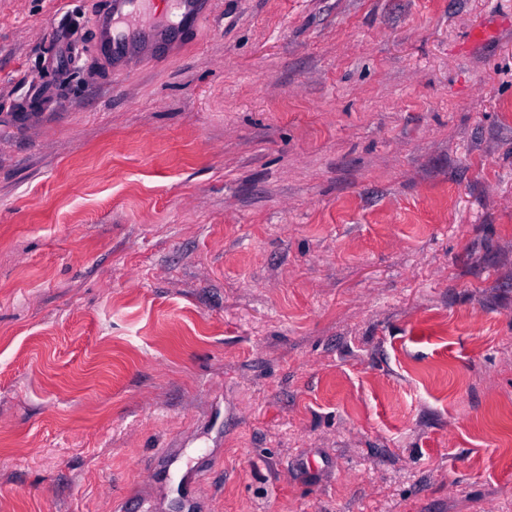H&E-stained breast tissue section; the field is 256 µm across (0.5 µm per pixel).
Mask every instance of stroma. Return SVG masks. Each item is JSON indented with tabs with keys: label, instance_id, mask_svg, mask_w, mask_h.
I'll use <instances>...</instances> for the list:
<instances>
[{
	"label": "stroma",
	"instance_id": "35a3bbf8",
	"mask_svg": "<svg viewBox=\"0 0 512 512\" xmlns=\"http://www.w3.org/2000/svg\"><path fill=\"white\" fill-rule=\"evenodd\" d=\"M103 7L0 0V512H512V0ZM105 8L100 18L98 16L94 30V45L102 55L104 53L115 63L123 61L140 44L170 45L173 38L169 35V28L159 27L144 30L141 33L139 44L132 45L127 37L115 31L112 20L115 17L125 19L137 14L142 4L139 0H104Z\"/></svg>",
	"mask_w": 512,
	"mask_h": 512
}]
</instances>
